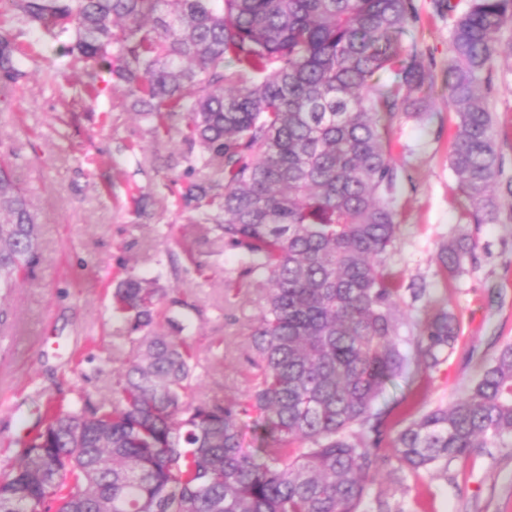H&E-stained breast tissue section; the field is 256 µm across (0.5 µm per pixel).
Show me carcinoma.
I'll list each match as a JSON object with an SVG mask.
<instances>
[{"label":"carcinoma","instance_id":"obj_1","mask_svg":"<svg viewBox=\"0 0 512 512\" xmlns=\"http://www.w3.org/2000/svg\"><path fill=\"white\" fill-rule=\"evenodd\" d=\"M451 19L448 166L468 219L500 224L512 199L492 110L498 34L512 0H438ZM64 45L90 77L89 103L112 99L147 116L154 136L185 115L180 187L194 223L234 251L239 277L267 285L251 329L253 372L233 403L196 398L200 367L160 289L128 274L112 311L134 359L112 402L38 410L17 464L0 471V512H404L393 487L454 466L492 441L512 456V344L448 404L395 421L376 407L409 367L398 317V169L391 119L421 112L434 76L404 42L413 0H0V17ZM40 68L0 33V103ZM28 201L0 163V293L39 259ZM437 261L454 278L474 261L466 234ZM458 340L446 309L427 317L422 375ZM259 447L241 445L242 418Z\"/></svg>","mask_w":512,"mask_h":512}]
</instances>
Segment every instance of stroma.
<instances>
[{"label":"stroma","instance_id":"1","mask_svg":"<svg viewBox=\"0 0 512 512\" xmlns=\"http://www.w3.org/2000/svg\"><path fill=\"white\" fill-rule=\"evenodd\" d=\"M418 19L408 27L435 76L429 111L397 114L391 157L400 171V244L390 265L403 283L425 281L428 299L404 309L413 329L444 308L459 326L455 351L421 384L416 369L388 385L379 404L410 397L414 411L452 400L506 344H512V220L467 222L466 198L456 190L448 152L456 117L448 104L449 23L433 0H414ZM44 60L23 91L0 106V157L14 166L38 222L40 262L0 298V466L11 463L36 420L35 397H112L114 375L134 356L126 323L113 315L107 289L127 271L165 288L168 299L192 309L186 333L201 367L198 398L239 400L249 387L251 326L260 312L257 283L239 280L233 253L209 225L195 224L178 200L189 146L186 119L169 120L154 139L150 125L109 102L86 111L80 92L86 73L71 71L55 87L49 69L63 62L59 43L23 35ZM493 106L504 169L512 176V58L496 74ZM149 202L136 213L129 189ZM476 245V261L458 279L435 261L458 232ZM203 271H196V264ZM404 512H512V458L481 451L457 466L455 482L408 477Z\"/></svg>","mask_w":512,"mask_h":512}]
</instances>
